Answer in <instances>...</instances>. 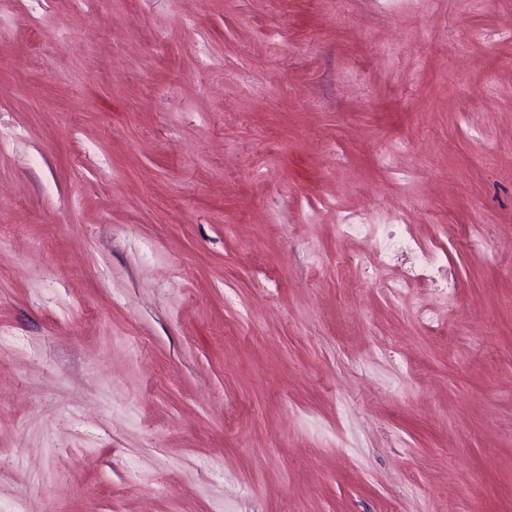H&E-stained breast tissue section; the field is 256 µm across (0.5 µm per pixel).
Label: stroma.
<instances>
[{
	"label": "stroma",
	"mask_w": 512,
	"mask_h": 512,
	"mask_svg": "<svg viewBox=\"0 0 512 512\" xmlns=\"http://www.w3.org/2000/svg\"><path fill=\"white\" fill-rule=\"evenodd\" d=\"M342 10L0 0V512H512V0ZM336 234L342 239H357L368 244L366 252L349 257V264L361 263L373 269L375 263L407 261L406 274L391 286L397 292L418 282L439 288L448 296L459 288L454 276L448 273L447 244L440 240L430 244L421 242L407 231L404 224H340Z\"/></svg>",
	"instance_id": "obj_1"
}]
</instances>
